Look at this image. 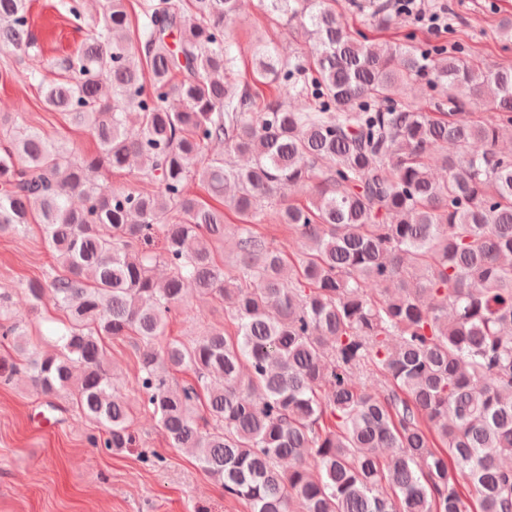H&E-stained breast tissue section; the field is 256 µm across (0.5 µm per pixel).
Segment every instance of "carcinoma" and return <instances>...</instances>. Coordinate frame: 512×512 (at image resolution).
<instances>
[{"label":"carcinoma","mask_w":512,"mask_h":512,"mask_svg":"<svg viewBox=\"0 0 512 512\" xmlns=\"http://www.w3.org/2000/svg\"><path fill=\"white\" fill-rule=\"evenodd\" d=\"M239 4L141 0L134 21L125 0L91 20L67 4L77 54L54 61L52 80L25 79L99 152L0 114V236L38 224L55 267L27 293L34 310L63 313L54 352L40 353L0 307L16 353L0 379L23 371L46 397L73 391L104 426L92 447L137 448L103 352L131 337L144 409L250 512H512V152L496 149L512 127V67L428 39L372 43L333 0H257L310 42L288 58L252 48V81L277 91L265 100L236 79L226 28ZM400 12L377 0L370 17L387 28ZM36 45L29 0H0V49ZM415 82L429 106L405 100ZM488 95L490 115L458 116ZM213 143L225 155L209 156ZM132 159L156 189L90 177ZM193 180L225 209L191 194ZM303 183L309 202L277 211L307 244L294 260L258 226L265 201ZM226 209L240 219L231 267L218 252ZM370 280L396 293L372 296ZM193 291L231 301L236 332L157 345ZM173 370L192 379L175 386ZM356 373L390 388H358Z\"/></svg>","instance_id":"carcinoma-1"}]
</instances>
